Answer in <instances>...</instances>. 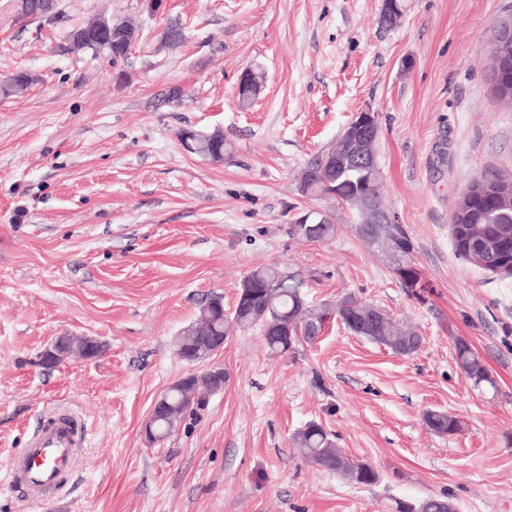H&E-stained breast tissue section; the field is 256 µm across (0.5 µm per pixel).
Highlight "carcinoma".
Returning <instances> with one entry per match:
<instances>
[{
	"label": "carcinoma",
	"instance_id": "1",
	"mask_svg": "<svg viewBox=\"0 0 512 512\" xmlns=\"http://www.w3.org/2000/svg\"><path fill=\"white\" fill-rule=\"evenodd\" d=\"M19 8L24 15L41 10L50 14L52 0H20ZM136 35V30L123 23V31L113 35L112 42L101 44L85 41L78 44L69 39L75 52H105L116 60L127 52V36ZM489 57L492 64L494 89L501 99L512 101V23H502L495 30L489 43ZM264 73L258 68L249 72L246 81L238 88L239 105L249 107L255 100L257 90L263 85ZM31 84L24 72H16L0 82V95L17 96ZM184 148L203 158L222 155L228 150L224 137H215L204 131L195 134L189 130L179 133ZM303 188L313 195H334L355 190L381 196L380 176L377 171L346 166L336 171L322 170L317 161H312L303 177ZM291 234L307 241H327L336 236L337 227L329 218L316 225L315 232L305 231V225L293 224ZM359 236L369 244L383 249L393 259L395 273L407 288L417 287V269L409 261L412 252L411 242L404 230L397 224H379L374 232L366 234L356 227ZM451 236L456 255L473 263L471 248L478 247L484 260L493 263L512 259V179L490 171L473 178L459 198L451 224ZM246 278L257 282L260 288L245 298L238 296L232 317L221 310L202 306L195 322L181 338L186 349L193 353V360L201 362L208 358V338L219 332L231 335L235 328L258 326L268 350L273 354H285L295 349L301 342H312L322 330L323 312L307 305L297 288L300 279L290 278L276 265L259 266L251 269ZM338 316L345 327H350V319L357 316L363 304L347 296L337 303ZM368 339L389 348L392 352L409 356L419 351L422 337L403 330L384 310H379L372 320ZM454 359L459 370L473 384L479 387H493L495 380L482 357L472 343L461 336L454 340ZM210 379L207 374L196 373L183 382V386L165 392L166 414L156 418L153 431L160 440H165L185 418L197 410L191 404L193 395L208 392ZM427 427L438 435H452L460 430V421L443 411L429 410L424 414ZM301 456L315 465L338 474H343L341 462L335 459L340 449L336 448L333 436L321 424L310 422L301 429L295 438Z\"/></svg>",
	"mask_w": 512,
	"mask_h": 512
}]
</instances>
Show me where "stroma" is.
<instances>
[{
  "label": "stroma",
  "instance_id": "35a3bbf8",
  "mask_svg": "<svg viewBox=\"0 0 512 512\" xmlns=\"http://www.w3.org/2000/svg\"><path fill=\"white\" fill-rule=\"evenodd\" d=\"M150 2L55 0L45 20L0 0V77H32L23 95L0 97V461L53 408L91 430L62 493L36 504L0 478V512H391L429 496L456 512H512V276L461 260L450 234L474 176L512 173V105L498 100L485 52L512 0H404L392 28L382 0ZM103 15L138 27L118 69L67 40ZM172 24L187 40L167 49ZM248 66L265 83L244 109ZM366 108L417 295L357 235L348 206L302 188L307 164ZM184 128L220 129L231 153H188ZM307 209L336 224L335 239L290 235ZM271 264L299 273L310 306L347 295L379 306L422 336L420 351L397 355L332 318L291 353L270 354L254 327L183 361L177 340L202 301L218 294L232 310L246 273ZM65 334L108 350L41 366ZM458 336L496 388L460 372ZM214 366L223 390L148 445L157 395ZM428 410L461 430L433 433ZM313 421L378 482L354 485L302 458L293 439Z\"/></svg>",
  "mask_w": 512,
  "mask_h": 512
}]
</instances>
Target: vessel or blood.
I'll use <instances>...</instances> for the list:
<instances>
[{
  "label": "vessel or blood",
  "instance_id": "b4317fda",
  "mask_svg": "<svg viewBox=\"0 0 512 512\" xmlns=\"http://www.w3.org/2000/svg\"><path fill=\"white\" fill-rule=\"evenodd\" d=\"M89 435L79 415L59 411L43 420L24 447L9 456L0 474L8 486L46 502L65 487Z\"/></svg>",
  "mask_w": 512,
  "mask_h": 512
}]
</instances>
